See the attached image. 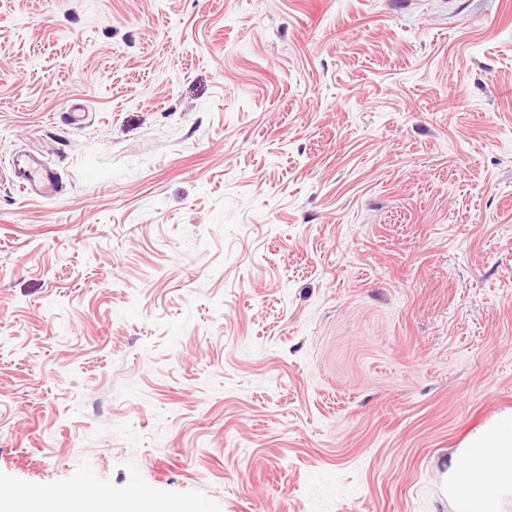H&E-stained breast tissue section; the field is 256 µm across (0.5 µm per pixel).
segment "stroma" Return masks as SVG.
Returning <instances> with one entry per match:
<instances>
[{"label": "stroma", "mask_w": 512, "mask_h": 512, "mask_svg": "<svg viewBox=\"0 0 512 512\" xmlns=\"http://www.w3.org/2000/svg\"><path fill=\"white\" fill-rule=\"evenodd\" d=\"M508 410L512 0H0V488L468 512ZM11 170L23 179L28 192H57L59 180L53 170L42 160L40 153L25 152L14 156ZM465 448H472L469 456L452 467L456 497L475 512H489L497 489L512 485V413L472 435Z\"/></svg>", "instance_id": "35a3bbf8"}]
</instances>
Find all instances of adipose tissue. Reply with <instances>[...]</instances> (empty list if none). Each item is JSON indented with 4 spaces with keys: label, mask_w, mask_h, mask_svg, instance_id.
Listing matches in <instances>:
<instances>
[{
    "label": "adipose tissue",
    "mask_w": 512,
    "mask_h": 512,
    "mask_svg": "<svg viewBox=\"0 0 512 512\" xmlns=\"http://www.w3.org/2000/svg\"><path fill=\"white\" fill-rule=\"evenodd\" d=\"M467 445L469 455L453 467L455 494L473 512H491L497 489L512 485V413L472 435Z\"/></svg>",
    "instance_id": "1"
}]
</instances>
